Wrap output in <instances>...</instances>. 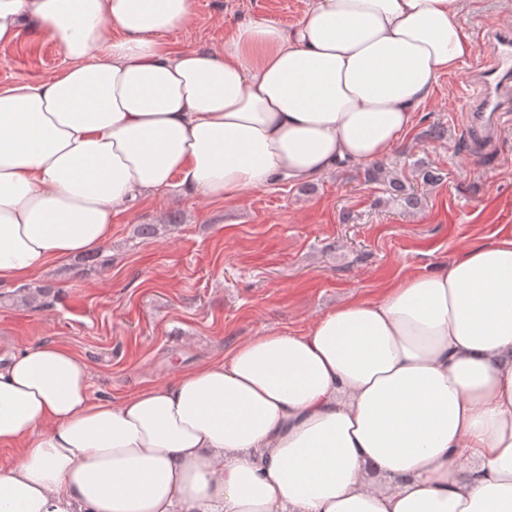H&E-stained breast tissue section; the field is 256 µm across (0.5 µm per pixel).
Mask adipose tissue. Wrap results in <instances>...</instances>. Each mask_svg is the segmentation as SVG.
Wrapping results in <instances>:
<instances>
[{"label":"adipose tissue","instance_id":"1","mask_svg":"<svg viewBox=\"0 0 512 512\" xmlns=\"http://www.w3.org/2000/svg\"><path fill=\"white\" fill-rule=\"evenodd\" d=\"M461 0H310L181 49L193 0H0L65 65L0 87V282L172 188L233 200L398 145L475 44ZM0 512H512V236L120 401L59 345L0 357Z\"/></svg>","mask_w":512,"mask_h":512}]
</instances>
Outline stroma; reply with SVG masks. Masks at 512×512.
I'll return each mask as SVG.
<instances>
[{
  "instance_id": "stroma-1",
  "label": "stroma",
  "mask_w": 512,
  "mask_h": 512,
  "mask_svg": "<svg viewBox=\"0 0 512 512\" xmlns=\"http://www.w3.org/2000/svg\"><path fill=\"white\" fill-rule=\"evenodd\" d=\"M306 0H194L191 23L171 33L201 49L235 24L266 18L283 27ZM468 31L512 27V0H462ZM63 57L29 31L0 45V86L46 78ZM468 65L442 75L411 130L382 159L419 198L409 210L365 167H337L306 183L285 179L234 201L173 189L112 218V240L57 262L27 283L0 284V356L61 344L87 363L93 395L120 400L173 379L178 368L222 357L270 329L301 332L350 298L373 299L410 272L451 263L474 245L512 235V121L483 143L465 118ZM443 140L427 139L431 125ZM439 173L422 182L417 163ZM155 224L152 237L136 233ZM56 289L49 305L22 288Z\"/></svg>"
}]
</instances>
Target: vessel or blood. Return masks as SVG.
Listing matches in <instances>:
<instances>
[{"mask_svg": "<svg viewBox=\"0 0 512 512\" xmlns=\"http://www.w3.org/2000/svg\"><path fill=\"white\" fill-rule=\"evenodd\" d=\"M481 52L467 82L466 110L472 134L492 137L503 113L512 111V30H478Z\"/></svg>", "mask_w": 512, "mask_h": 512, "instance_id": "b4317fda", "label": "vessel or blood"}]
</instances>
